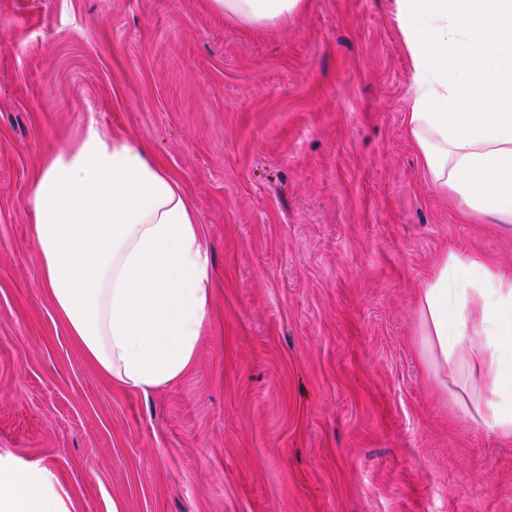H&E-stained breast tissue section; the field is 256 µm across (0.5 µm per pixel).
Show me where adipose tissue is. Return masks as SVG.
<instances>
[{"mask_svg":"<svg viewBox=\"0 0 512 512\" xmlns=\"http://www.w3.org/2000/svg\"><path fill=\"white\" fill-rule=\"evenodd\" d=\"M301 0H211L265 26ZM411 60L407 132L434 188L512 226V0H397ZM26 206L41 279L85 357L142 393L192 365L207 314L209 259L180 184L128 138L88 119L51 151ZM422 355L438 374L478 368L476 414L512 439V277L445 255L420 294ZM0 512H70L46 467L0 454Z\"/></svg>","mask_w":512,"mask_h":512,"instance_id":"ef3b65f1","label":"adipose tissue"}]
</instances>
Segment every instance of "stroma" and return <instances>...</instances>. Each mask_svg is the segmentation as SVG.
Instances as JSON below:
<instances>
[{"label":"stroma","mask_w":512,"mask_h":512,"mask_svg":"<svg viewBox=\"0 0 512 512\" xmlns=\"http://www.w3.org/2000/svg\"><path fill=\"white\" fill-rule=\"evenodd\" d=\"M396 0L263 27L209 0H0V454L71 512H512V443L421 358L445 254L512 231L430 184ZM183 187L210 260L196 356L145 394L81 352L26 200L88 116Z\"/></svg>","instance_id":"1"}]
</instances>
